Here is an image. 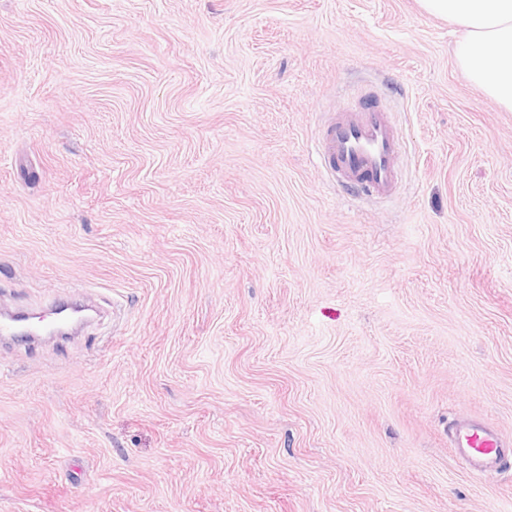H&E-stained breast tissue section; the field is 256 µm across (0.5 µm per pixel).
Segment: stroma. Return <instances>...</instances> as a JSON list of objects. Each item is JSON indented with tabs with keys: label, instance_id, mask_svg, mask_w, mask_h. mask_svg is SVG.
Listing matches in <instances>:
<instances>
[{
	"label": "stroma",
	"instance_id": "obj_1",
	"mask_svg": "<svg viewBox=\"0 0 512 512\" xmlns=\"http://www.w3.org/2000/svg\"><path fill=\"white\" fill-rule=\"evenodd\" d=\"M417 0H0V512H512V112ZM376 93L388 200L324 120ZM399 140L379 101L365 95L355 112H338L320 137L318 160L340 187L389 197L398 187ZM30 314L24 310H14L0 314V337L2 340L21 341L19 334L27 324ZM456 450L467 459L473 472H486L492 467L505 468L511 464L512 453H506L505 442L498 432L484 423L456 421L452 425Z\"/></svg>",
	"mask_w": 512,
	"mask_h": 512
}]
</instances>
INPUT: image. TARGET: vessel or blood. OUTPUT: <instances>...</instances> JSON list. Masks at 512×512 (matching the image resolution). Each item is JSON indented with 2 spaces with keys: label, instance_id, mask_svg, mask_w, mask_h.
<instances>
[{
  "label": "vessel or blood",
  "instance_id": "obj_1",
  "mask_svg": "<svg viewBox=\"0 0 512 512\" xmlns=\"http://www.w3.org/2000/svg\"><path fill=\"white\" fill-rule=\"evenodd\" d=\"M399 140L387 112L370 95L363 96L356 111L337 113L320 137V166L336 177L338 186L355 187L362 193L388 197L398 187L396 156ZM28 312L0 314V338L17 340ZM456 450L467 459L472 471L512 465V454L489 425L460 420L452 425Z\"/></svg>",
  "mask_w": 512,
  "mask_h": 512
}]
</instances>
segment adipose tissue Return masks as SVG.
I'll return each mask as SVG.
<instances>
[{"instance_id": "ef3b65f1", "label": "adipose tissue", "mask_w": 512, "mask_h": 512, "mask_svg": "<svg viewBox=\"0 0 512 512\" xmlns=\"http://www.w3.org/2000/svg\"><path fill=\"white\" fill-rule=\"evenodd\" d=\"M459 28L455 58L470 81L512 112V0H418Z\"/></svg>"}]
</instances>
